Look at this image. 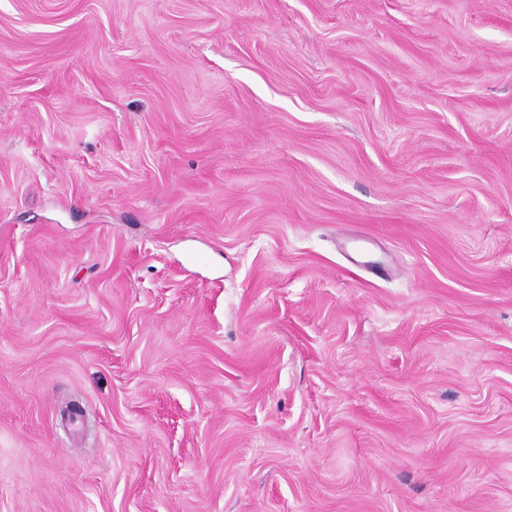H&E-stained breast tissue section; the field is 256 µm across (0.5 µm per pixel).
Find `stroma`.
Wrapping results in <instances>:
<instances>
[{"instance_id":"1","label":"stroma","mask_w":512,"mask_h":512,"mask_svg":"<svg viewBox=\"0 0 512 512\" xmlns=\"http://www.w3.org/2000/svg\"><path fill=\"white\" fill-rule=\"evenodd\" d=\"M0 512H512V0H0Z\"/></svg>"}]
</instances>
